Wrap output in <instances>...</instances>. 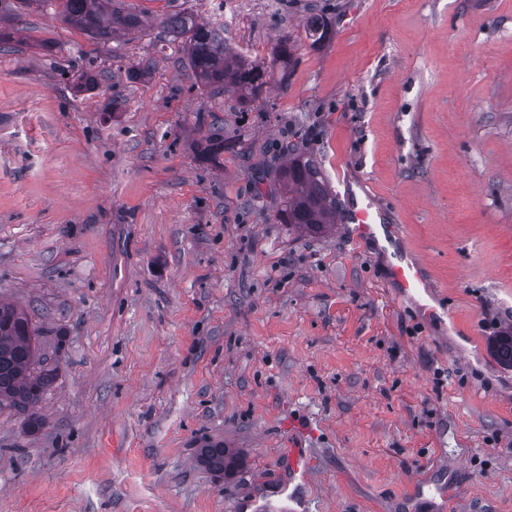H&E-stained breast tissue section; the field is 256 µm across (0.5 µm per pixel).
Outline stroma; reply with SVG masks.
<instances>
[{"label":"stroma","instance_id":"35a3bbf8","mask_svg":"<svg viewBox=\"0 0 512 512\" xmlns=\"http://www.w3.org/2000/svg\"><path fill=\"white\" fill-rule=\"evenodd\" d=\"M125 3L146 27L109 44L62 0L0 10V301L58 367L40 430L0 408V512L282 507L291 418L315 431L302 512H512V368L491 348L512 329V0ZM179 11L261 62L292 34L265 111L194 87L157 38ZM213 120L245 150L203 161ZM286 143L339 208L351 189L387 208L395 246L277 223ZM397 250L429 295L392 280ZM203 442L243 469L201 466Z\"/></svg>","mask_w":512,"mask_h":512}]
</instances>
